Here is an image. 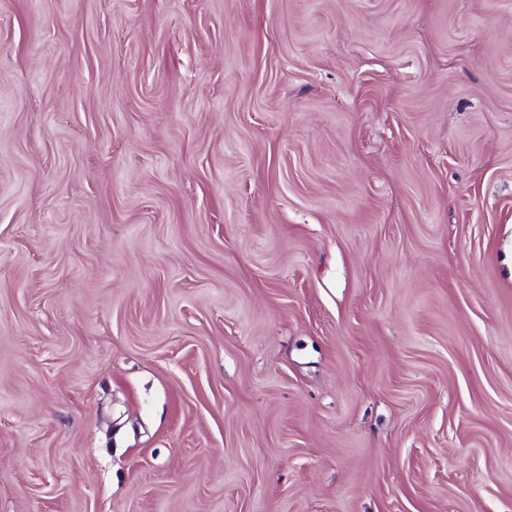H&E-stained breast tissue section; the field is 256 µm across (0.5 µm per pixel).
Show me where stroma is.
<instances>
[{
    "label": "stroma",
    "mask_w": 512,
    "mask_h": 512,
    "mask_svg": "<svg viewBox=\"0 0 512 512\" xmlns=\"http://www.w3.org/2000/svg\"><path fill=\"white\" fill-rule=\"evenodd\" d=\"M0 512H512V0H0Z\"/></svg>",
    "instance_id": "obj_1"
}]
</instances>
